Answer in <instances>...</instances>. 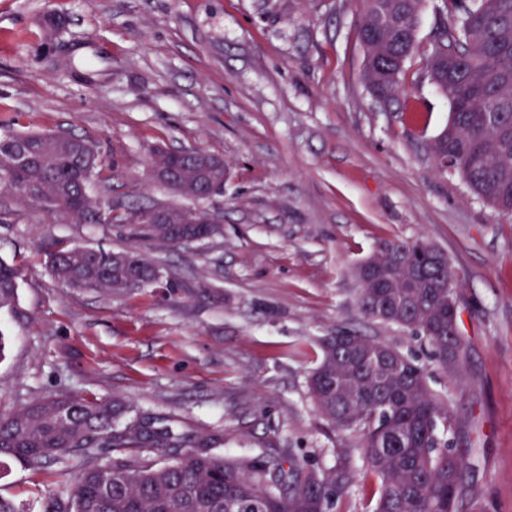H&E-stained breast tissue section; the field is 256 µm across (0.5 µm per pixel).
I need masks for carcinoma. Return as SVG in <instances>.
<instances>
[{
    "label": "carcinoma",
    "mask_w": 512,
    "mask_h": 512,
    "mask_svg": "<svg viewBox=\"0 0 512 512\" xmlns=\"http://www.w3.org/2000/svg\"><path fill=\"white\" fill-rule=\"evenodd\" d=\"M356 34L365 51L363 77L400 113L406 62L416 49L424 0H361ZM447 23L426 58L425 75L448 100L465 107L430 144L433 156L450 159L469 189L512 222V0H441ZM181 184L180 196L224 190V173L200 158L155 147ZM102 179L97 146L78 136L10 134L0 138V189L47 213L64 211L74 224L116 226L136 246L120 252L54 245L45 251L51 278L69 288L119 294L149 288L161 279L169 297L182 284L141 251L179 249L221 233L216 224H137L142 203L120 209L93 196ZM363 314L422 336L438 365L458 372L465 360L453 349L461 337L448 256L420 240L382 243L356 266ZM20 270L0 259V309L15 305ZM341 349L322 338L321 357L309 374L307 393L321 416L340 432L358 437L366 471L377 479L371 512H458L467 459L453 448L455 414L433 394L427 368L395 347L339 331ZM129 406L118 398L90 399L63 392L0 413V463L10 459L55 483L42 492L41 512H334L336 500L359 484L361 470L348 458L327 468L286 457L219 458L194 448L157 465L130 460L122 448L178 446L170 430L150 433L117 427ZM111 448L116 455L102 457Z\"/></svg>",
    "instance_id": "obj_1"
}]
</instances>
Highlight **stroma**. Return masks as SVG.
I'll use <instances>...</instances> for the list:
<instances>
[{"instance_id": "1", "label": "stroma", "mask_w": 512, "mask_h": 512, "mask_svg": "<svg viewBox=\"0 0 512 512\" xmlns=\"http://www.w3.org/2000/svg\"><path fill=\"white\" fill-rule=\"evenodd\" d=\"M64 28L46 38L42 22ZM355 0H0V136L97 142L94 193L175 201L149 180V146L202 147L229 178L209 201L220 235L152 248L184 284L105 295L54 282L50 241L122 249L117 228L71 224L0 191V258L19 265L0 311V410L61 392L118 397L134 424L192 436L229 458L289 449L325 468L355 453L307 395L320 340L336 329L389 343L425 365L453 405L465 453L459 512H512V222L438 169L429 151L448 101L424 78L440 23L426 0L401 122L365 87ZM442 250L456 290L465 364L451 376L425 341L367 318L356 264L382 242ZM51 475L0 468V496L40 512Z\"/></svg>"}]
</instances>
